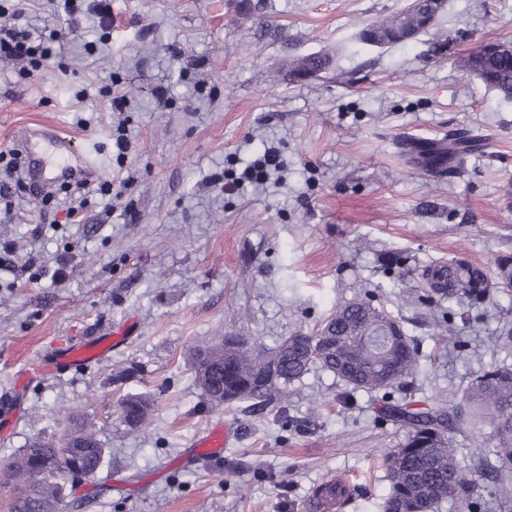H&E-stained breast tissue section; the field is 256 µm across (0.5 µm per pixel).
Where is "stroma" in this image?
I'll use <instances>...</instances> for the list:
<instances>
[{"mask_svg": "<svg viewBox=\"0 0 512 512\" xmlns=\"http://www.w3.org/2000/svg\"><path fill=\"white\" fill-rule=\"evenodd\" d=\"M108 3L104 29L50 0H0L32 32L62 33L33 76L0 62V152L15 150L18 130L50 124L111 184L71 217L65 194L41 186L12 187L11 208L0 206V253L12 252L0 264V466L89 420L104 463L68 487L60 512H312L315 488L336 476L350 485L340 512H383V456L405 429L380 420L376 397L345 396L315 367L287 403L218 410L187 356L229 333L275 346L366 290L419 348L407 391L417 406L512 364V294L478 309L413 298L429 265L462 256L490 271L512 254V101L457 67L483 43L512 41V0H445L434 28L384 48L356 34L407 0ZM321 50L335 52L333 72L288 78L289 59ZM452 130L488 139L464 173L436 182L401 157L402 137ZM270 146L280 172L225 194L218 175ZM390 255L403 265L387 267ZM445 314L461 348L436 326ZM127 321L129 339L107 358L33 378L25 412L10 414L19 373L43 349ZM124 369L132 378L115 383ZM128 393L153 399L149 428L122 422ZM219 420L237 433L221 461L191 457ZM502 492L512 473L478 479L472 507L438 512H499Z\"/></svg>", "mask_w": 512, "mask_h": 512, "instance_id": "1", "label": "stroma"}]
</instances>
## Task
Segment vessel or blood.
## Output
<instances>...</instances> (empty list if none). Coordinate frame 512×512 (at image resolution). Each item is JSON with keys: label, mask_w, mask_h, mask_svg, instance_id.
<instances>
[{"label": "vessel or blood", "mask_w": 512, "mask_h": 512, "mask_svg": "<svg viewBox=\"0 0 512 512\" xmlns=\"http://www.w3.org/2000/svg\"><path fill=\"white\" fill-rule=\"evenodd\" d=\"M24 151L28 157L27 176L32 181H46L48 175L59 180H77L91 171V164L75 153L71 136L55 131L43 139L26 142ZM112 348L111 337L92 336L66 348L44 351L36 367L54 373H64L104 358ZM229 431L223 424H215L202 442L209 458H219Z\"/></svg>", "instance_id": "1"}]
</instances>
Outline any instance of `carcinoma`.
<instances>
[{
  "label": "carcinoma",
  "mask_w": 512,
  "mask_h": 512,
  "mask_svg": "<svg viewBox=\"0 0 512 512\" xmlns=\"http://www.w3.org/2000/svg\"><path fill=\"white\" fill-rule=\"evenodd\" d=\"M437 15L403 10L374 19L357 33L363 44L390 47L407 42L405 34L420 35L435 25ZM329 51L299 57L291 71L308 70L314 75L333 70ZM463 73L475 76L505 100H512V42L496 41L491 48L464 56ZM486 146V138L468 132H453L426 144L415 138L400 142L401 154L420 165L426 174L442 179L461 170L466 158ZM425 291L421 301H465L486 304L491 287L512 292V255L495 263L493 274L463 258L453 257L424 270ZM189 362L207 400L215 409L248 403L262 410L274 397L288 402V386L317 365L344 383L350 392L382 393L384 416L403 423L405 440L385 457L389 489L384 512H435L442 502L461 499L474 488V480L456 458L453 435L463 426L491 427L497 437L489 454L478 456L497 473L512 472V365L495 363L483 370L461 397L448 399L438 408L416 409L394 393L419 365V349L402 322L374 305V296L363 293L336 305L311 332L295 329L273 348L228 334L211 346L189 353ZM122 422L130 428L150 426L153 403L141 394H127L119 402ZM101 448L94 427L83 423L58 440L36 438L29 448L8 464L12 483L19 492L9 512H42L43 504L59 505L67 470L74 465L91 476L102 466ZM58 464L57 480L47 482L39 466ZM318 499L339 504L348 492L341 480L322 484Z\"/></svg>",
  "instance_id": "1"
}]
</instances>
